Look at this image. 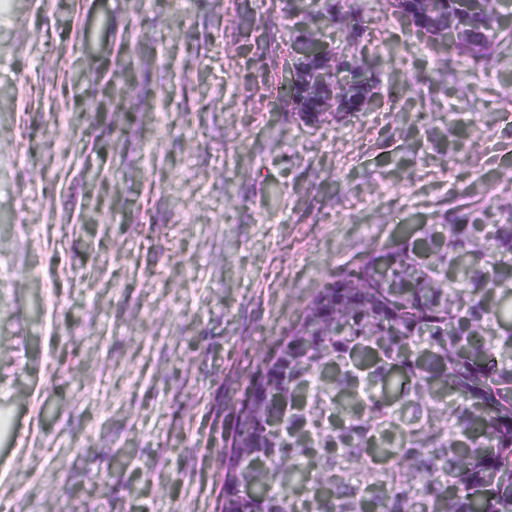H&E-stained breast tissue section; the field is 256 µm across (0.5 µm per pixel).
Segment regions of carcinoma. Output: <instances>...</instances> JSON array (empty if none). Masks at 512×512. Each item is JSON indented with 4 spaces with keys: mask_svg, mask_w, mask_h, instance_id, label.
<instances>
[{
    "mask_svg": "<svg viewBox=\"0 0 512 512\" xmlns=\"http://www.w3.org/2000/svg\"><path fill=\"white\" fill-rule=\"evenodd\" d=\"M414 35L485 64L512 0ZM360 36L358 11L321 18ZM336 79L367 88L347 65ZM458 210L331 276L245 387L223 512H512V215Z\"/></svg>",
    "mask_w": 512,
    "mask_h": 512,
    "instance_id": "1",
    "label": "carcinoma"
}]
</instances>
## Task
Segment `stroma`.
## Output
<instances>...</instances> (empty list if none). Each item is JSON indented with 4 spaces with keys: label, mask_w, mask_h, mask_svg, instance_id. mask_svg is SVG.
I'll use <instances>...</instances> for the list:
<instances>
[{
    "label": "stroma",
    "mask_w": 512,
    "mask_h": 512,
    "mask_svg": "<svg viewBox=\"0 0 512 512\" xmlns=\"http://www.w3.org/2000/svg\"><path fill=\"white\" fill-rule=\"evenodd\" d=\"M350 2L380 105L307 125L293 0H0V512H221L330 275L512 208V36L474 67Z\"/></svg>",
    "instance_id": "1"
}]
</instances>
